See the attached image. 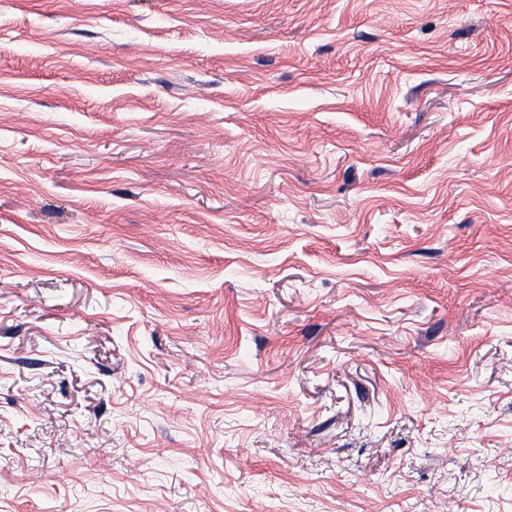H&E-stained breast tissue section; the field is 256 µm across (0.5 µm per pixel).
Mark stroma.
Wrapping results in <instances>:
<instances>
[{
    "instance_id": "stroma-1",
    "label": "stroma",
    "mask_w": 512,
    "mask_h": 512,
    "mask_svg": "<svg viewBox=\"0 0 512 512\" xmlns=\"http://www.w3.org/2000/svg\"><path fill=\"white\" fill-rule=\"evenodd\" d=\"M0 512H512V0H0Z\"/></svg>"
}]
</instances>
